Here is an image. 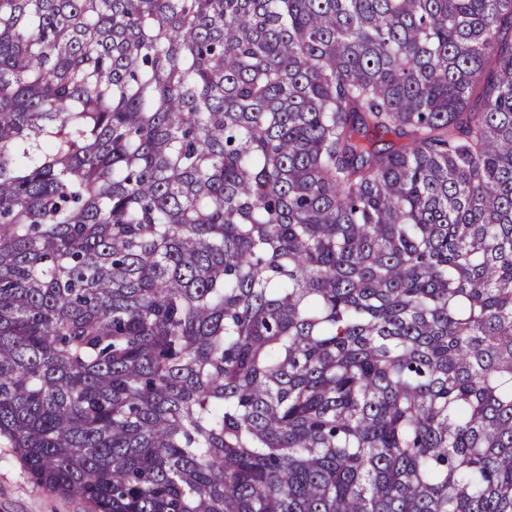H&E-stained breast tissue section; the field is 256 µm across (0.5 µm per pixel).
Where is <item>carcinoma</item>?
Segmentation results:
<instances>
[{
  "label": "carcinoma",
  "instance_id": "carcinoma-1",
  "mask_svg": "<svg viewBox=\"0 0 512 512\" xmlns=\"http://www.w3.org/2000/svg\"><path fill=\"white\" fill-rule=\"evenodd\" d=\"M2 437L95 512H512V0H0Z\"/></svg>",
  "mask_w": 512,
  "mask_h": 512
}]
</instances>
